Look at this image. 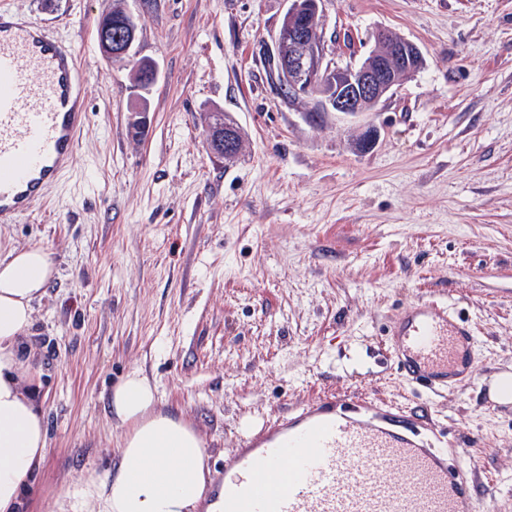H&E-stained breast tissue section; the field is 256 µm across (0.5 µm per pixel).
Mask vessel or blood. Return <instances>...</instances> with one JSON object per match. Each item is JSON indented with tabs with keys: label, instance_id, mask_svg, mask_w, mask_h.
Segmentation results:
<instances>
[{
	"label": "vessel or blood",
	"instance_id": "obj_1",
	"mask_svg": "<svg viewBox=\"0 0 512 512\" xmlns=\"http://www.w3.org/2000/svg\"><path fill=\"white\" fill-rule=\"evenodd\" d=\"M77 53L0 7V223L47 196L90 123ZM398 371L436 389L469 369L468 322L424 302L389 328ZM478 461L451 463L398 406L323 400L245 432L224 460V512H474Z\"/></svg>",
	"mask_w": 512,
	"mask_h": 512
}]
</instances>
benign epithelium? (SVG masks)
I'll use <instances>...</instances> for the list:
<instances>
[{"mask_svg":"<svg viewBox=\"0 0 512 512\" xmlns=\"http://www.w3.org/2000/svg\"><path fill=\"white\" fill-rule=\"evenodd\" d=\"M278 29L271 36L270 58L275 81L288 91V99L307 97L314 107L307 115L322 120L330 113L357 118L371 111L400 83L423 66L415 43L386 30L375 33V48L357 65L336 62L327 37V0H286ZM99 39L104 54L129 66L135 76L134 90L142 91L158 78L155 62L134 51L138 24L123 11V22L112 25L102 18ZM206 145L210 152L237 156L243 143L238 129L222 120L209 119Z\"/></svg>","mask_w":512,"mask_h":512,"instance_id":"7a95c632","label":"benign epithelium"}]
</instances>
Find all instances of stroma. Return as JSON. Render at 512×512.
<instances>
[{
	"mask_svg": "<svg viewBox=\"0 0 512 512\" xmlns=\"http://www.w3.org/2000/svg\"><path fill=\"white\" fill-rule=\"evenodd\" d=\"M45 22L83 68L91 122L40 205L0 224V260L45 249L56 268L21 342L47 448L24 512H77L117 464L108 394L145 378L154 407L201 437L211 477L248 427L331 396L417 411L449 457L477 458L475 512H512V0H327L363 50L376 29L425 66L358 123L308 116L272 88L261 44L284 0H125L159 78L132 135V76L97 38L115 0H0ZM245 133L224 164L208 112ZM468 319L466 377L435 392L397 370L387 331L412 302Z\"/></svg>",
	"mask_w": 512,
	"mask_h": 512,
	"instance_id": "obj_1",
	"label": "stroma"
}]
</instances>
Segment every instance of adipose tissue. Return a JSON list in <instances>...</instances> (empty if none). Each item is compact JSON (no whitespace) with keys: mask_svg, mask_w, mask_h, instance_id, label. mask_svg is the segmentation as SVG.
Listing matches in <instances>:
<instances>
[{"mask_svg":"<svg viewBox=\"0 0 512 512\" xmlns=\"http://www.w3.org/2000/svg\"><path fill=\"white\" fill-rule=\"evenodd\" d=\"M54 273L40 248L16 250L0 261V512H22L24 484L46 448L44 414L23 385L17 344L32 325V300ZM109 405L130 430L115 473L83 500L81 512H196L207 488L198 434L182 419L154 410V391L137 375L111 392Z\"/></svg>","mask_w":512,"mask_h":512,"instance_id":"ef3b65f1","label":"adipose tissue"}]
</instances>
